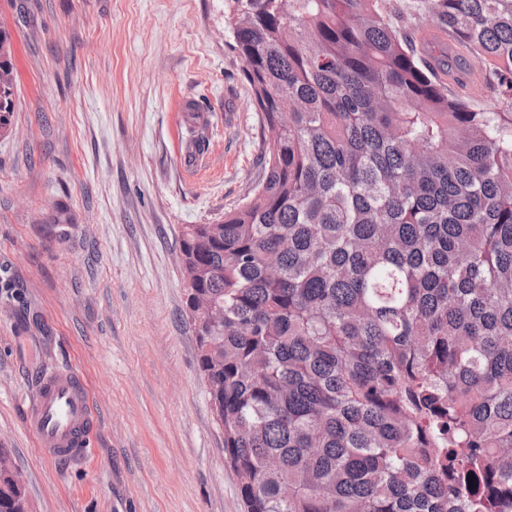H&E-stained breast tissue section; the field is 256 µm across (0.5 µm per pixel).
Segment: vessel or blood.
<instances>
[{"instance_id":"1","label":"vessel or blood","mask_w":512,"mask_h":512,"mask_svg":"<svg viewBox=\"0 0 512 512\" xmlns=\"http://www.w3.org/2000/svg\"><path fill=\"white\" fill-rule=\"evenodd\" d=\"M93 419L90 391L80 375L55 371L40 377L26 426L48 455L67 461L89 457L88 430Z\"/></svg>"}]
</instances>
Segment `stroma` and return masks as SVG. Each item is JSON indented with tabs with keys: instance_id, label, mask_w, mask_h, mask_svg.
Masks as SVG:
<instances>
[{
	"instance_id": "obj_1",
	"label": "stroma",
	"mask_w": 512,
	"mask_h": 512,
	"mask_svg": "<svg viewBox=\"0 0 512 512\" xmlns=\"http://www.w3.org/2000/svg\"><path fill=\"white\" fill-rule=\"evenodd\" d=\"M227 6L0 0L16 76L0 137V448L33 512H244L180 262L184 226L247 201L271 147ZM57 202L74 223H47ZM60 370L94 402L81 462L46 456L26 428L38 377Z\"/></svg>"
}]
</instances>
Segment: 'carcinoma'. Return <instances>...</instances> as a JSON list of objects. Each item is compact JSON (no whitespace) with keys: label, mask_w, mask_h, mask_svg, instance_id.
<instances>
[{"label":"carcinoma","mask_w":512,"mask_h":512,"mask_svg":"<svg viewBox=\"0 0 512 512\" xmlns=\"http://www.w3.org/2000/svg\"><path fill=\"white\" fill-rule=\"evenodd\" d=\"M420 2L452 45L396 0H230L272 146L180 249L186 306L224 308L197 365L246 512H512V0ZM449 87L451 93L466 98L474 107L487 109L493 108L494 106V100L484 91H482L478 86L473 85L472 83H450Z\"/></svg>","instance_id":"cac0c4a2"}]
</instances>
